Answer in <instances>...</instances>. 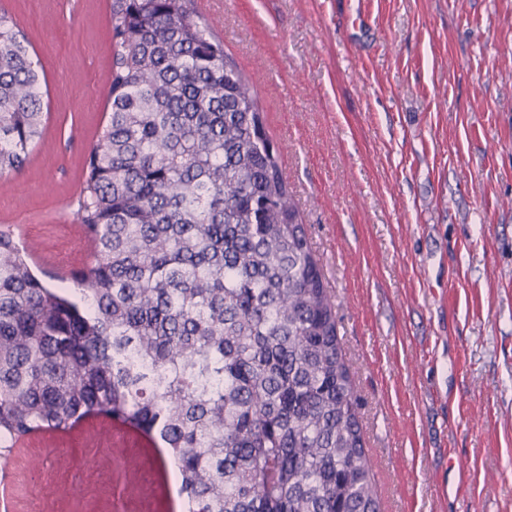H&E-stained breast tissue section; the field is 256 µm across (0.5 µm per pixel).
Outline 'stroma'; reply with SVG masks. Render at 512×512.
Listing matches in <instances>:
<instances>
[{
	"instance_id": "35a3bbf8",
	"label": "stroma",
	"mask_w": 512,
	"mask_h": 512,
	"mask_svg": "<svg viewBox=\"0 0 512 512\" xmlns=\"http://www.w3.org/2000/svg\"><path fill=\"white\" fill-rule=\"evenodd\" d=\"M250 79L336 302L382 512H512V0H198ZM43 74L0 179L35 271L77 269L108 118V0H0ZM153 445L91 418L7 457V512L156 508ZM137 494L116 501L118 486Z\"/></svg>"
}]
</instances>
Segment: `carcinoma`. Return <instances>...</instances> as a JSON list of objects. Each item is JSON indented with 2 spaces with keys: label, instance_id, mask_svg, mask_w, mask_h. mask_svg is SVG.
Segmentation results:
<instances>
[{
  "label": "carcinoma",
  "instance_id": "cac0c4a2",
  "mask_svg": "<svg viewBox=\"0 0 512 512\" xmlns=\"http://www.w3.org/2000/svg\"><path fill=\"white\" fill-rule=\"evenodd\" d=\"M109 8L78 295L0 233V456L104 416L160 440L189 512H381L335 299L252 84L196 0ZM44 126L30 43L1 11L0 178Z\"/></svg>",
  "mask_w": 512,
  "mask_h": 512
}]
</instances>
